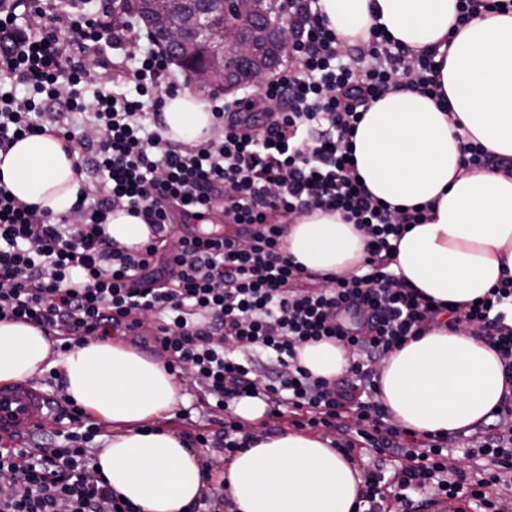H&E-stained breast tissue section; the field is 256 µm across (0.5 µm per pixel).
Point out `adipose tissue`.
<instances>
[{
  "instance_id": "obj_1",
  "label": "adipose tissue",
  "mask_w": 512,
  "mask_h": 512,
  "mask_svg": "<svg viewBox=\"0 0 512 512\" xmlns=\"http://www.w3.org/2000/svg\"><path fill=\"white\" fill-rule=\"evenodd\" d=\"M340 37L366 41L379 23L402 44L433 50L437 81L450 104L442 111L419 92H398L365 113L353 139L358 172L371 195L395 207L433 204L428 223L410 225L392 271L424 296L462 306L512 276V173L462 167V140L512 158V11L489 13L453 31L457 0H321ZM167 137L200 143L213 121L190 91L167 98ZM77 153L52 135H30L0 153V184L21 202L69 213L79 198ZM106 234L133 249L150 229L118 208ZM285 252L317 274L345 275L361 265L365 236L336 213L295 219ZM300 364L333 378L349 364L343 347L306 344ZM63 377L77 406L111 433L98 455L114 492L143 512H187L203 491L199 454L167 425L181 385L159 358L121 341H82L56 355L30 324L0 321V384L49 370ZM380 399L391 420L417 435H445L482 421L507 396L512 378L499 355L469 330L435 326L393 351L378 368ZM235 415L252 434L224 464V491L236 512H356L360 467L331 439L302 432L260 435L266 404L243 398Z\"/></svg>"
}]
</instances>
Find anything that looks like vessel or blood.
<instances>
[{
    "label": "vessel or blood",
    "mask_w": 512,
    "mask_h": 512,
    "mask_svg": "<svg viewBox=\"0 0 512 512\" xmlns=\"http://www.w3.org/2000/svg\"><path fill=\"white\" fill-rule=\"evenodd\" d=\"M50 406L47 394L29 383L0 387V437L44 422Z\"/></svg>",
    "instance_id": "obj_1"
}]
</instances>
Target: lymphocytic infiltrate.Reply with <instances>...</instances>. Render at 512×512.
<instances>
[{
	"label": "lymphocytic infiltrate",
	"instance_id": "f902f5d3",
	"mask_svg": "<svg viewBox=\"0 0 512 512\" xmlns=\"http://www.w3.org/2000/svg\"><path fill=\"white\" fill-rule=\"evenodd\" d=\"M294 47L278 72L235 106L212 96L206 140L183 145L164 134L166 96L179 82L156 45L137 58L108 52L133 32L112 0L74 13L68 0H0V150L19 136L53 134L80 155L87 177L68 216L37 211L0 186V321L33 324L60 350L87 340L150 338L165 367L191 375L204 398L225 410L246 396L297 428L324 426L402 464L392 476L369 471L364 512H434L442 498L477 512H500L489 487H512V447L497 433L512 410L496 412L467 458L489 474L469 480L448 469L445 437L414 433L387 420L376 399V366L435 324L443 305L390 269L396 242L432 207L392 211L360 180L353 137L365 112L386 95L423 93L448 103L431 52L397 42L373 24L365 43L343 42L319 0H279ZM32 13L37 24L21 19ZM100 132L87 140L79 126ZM127 208L151 230L138 251L104 232ZM222 209L234 233L198 230L172 241L174 213L197 221ZM339 213L366 238L357 272L323 277L284 252L288 226L314 211ZM82 268L84 287L71 285ZM451 326L483 337L512 374V276L480 303L450 310ZM149 334H142L144 323ZM329 341L351 350L346 375L325 379L297 363L299 347ZM355 425H348L346 416ZM84 432L37 430L18 448H0V512H142L121 501L89 450L99 423Z\"/></svg>",
	"mask_w": 512,
	"mask_h": 512
}]
</instances>
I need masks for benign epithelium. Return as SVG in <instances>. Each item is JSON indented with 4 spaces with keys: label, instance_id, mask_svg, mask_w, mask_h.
<instances>
[{
    "label": "benign epithelium",
    "instance_id": "benign-epithelium-1",
    "mask_svg": "<svg viewBox=\"0 0 512 512\" xmlns=\"http://www.w3.org/2000/svg\"><path fill=\"white\" fill-rule=\"evenodd\" d=\"M187 3L177 21L155 7L143 16L151 28L160 31V43L169 60L188 69L190 83L201 90L230 93L236 85L224 81L227 72L255 60L270 42L275 43L281 58L293 47L294 33L280 10L257 19L250 14L251 0H223L224 7L219 10L211 7V0ZM230 14L239 18V26L226 47L224 18Z\"/></svg>",
    "mask_w": 512,
    "mask_h": 512
}]
</instances>
